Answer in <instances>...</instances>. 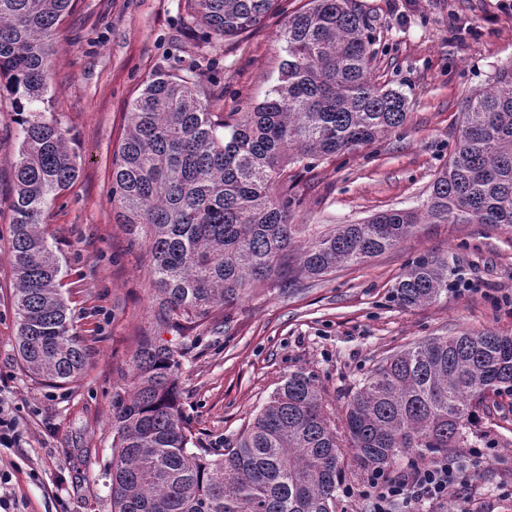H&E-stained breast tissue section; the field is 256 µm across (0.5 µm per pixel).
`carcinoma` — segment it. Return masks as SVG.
<instances>
[{"label":"carcinoma","instance_id":"1","mask_svg":"<svg viewBox=\"0 0 512 512\" xmlns=\"http://www.w3.org/2000/svg\"><path fill=\"white\" fill-rule=\"evenodd\" d=\"M74 0H0V86L14 96L22 138L14 161L11 265L18 354L32 376L73 383L87 364L60 291L59 260L41 225L77 175L66 131L46 116L57 24ZM279 0H183L207 39L238 36ZM278 84L249 112L214 111L194 68L158 73L133 101L112 168L120 223L152 255L157 325L181 333L260 282L318 279L394 248L420 224L512 228V66L471 96L448 163L419 209L360 224H294L301 199L288 166L374 143L404 124V95L372 76V26L352 0H311L288 18ZM448 257H420L395 284L402 307L448 295ZM182 354L140 340L132 388L112 397L110 512H335L345 473L321 388L288 374L236 440L207 448L185 422L176 372ZM512 395V335L462 332L383 360L348 402L343 428L365 473L398 460L448 459L471 438L493 397Z\"/></svg>","mask_w":512,"mask_h":512}]
</instances>
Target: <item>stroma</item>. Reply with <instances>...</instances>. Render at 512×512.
Returning <instances> with one entry per match:
<instances>
[{
    "mask_svg": "<svg viewBox=\"0 0 512 512\" xmlns=\"http://www.w3.org/2000/svg\"><path fill=\"white\" fill-rule=\"evenodd\" d=\"M371 21L372 74L402 91L405 123L375 143L288 169L302 203L297 224H356L392 208H418L460 134L474 93L512 65V11L499 0H354ZM307 0H280L247 32L205 41L184 22L180 0H75L57 29L48 115L65 130L76 179L49 203L43 230L61 266L74 330L88 349L79 382L30 376L17 353L9 240L13 168L20 141L9 96H0V405L20 431L0 447L9 471L6 512H109L103 469L112 458V396L126 387L139 337L184 349L177 373L182 411L207 447L234 441L289 372L305 369L342 412L378 362L436 336L490 329L512 334V230L486 224H423L395 248L291 288L258 285L223 321L182 338L156 324L151 255L119 224L112 161L132 101L159 72L194 67L222 93L218 111L247 112L276 85L277 35ZM455 258L456 288L435 303L392 298L409 263ZM479 433L496 443L458 455L464 483L442 501L397 512H512V396L496 399Z\"/></svg>",
    "mask_w": 512,
    "mask_h": 512,
    "instance_id": "35a3bbf8",
    "label": "stroma"
}]
</instances>
